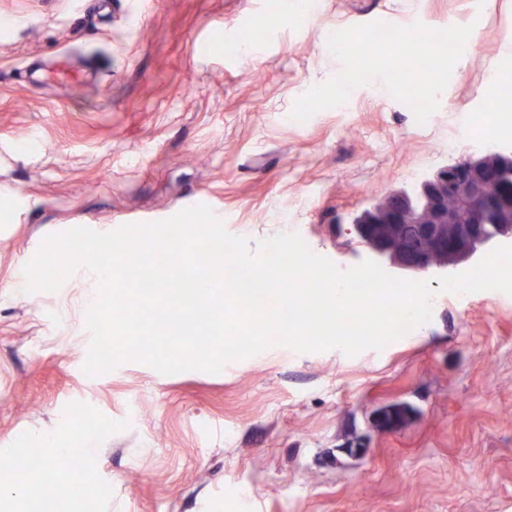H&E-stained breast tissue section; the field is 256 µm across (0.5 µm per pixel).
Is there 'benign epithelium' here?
Returning a JSON list of instances; mask_svg holds the SVG:
<instances>
[{"label":"benign epithelium","mask_w":512,"mask_h":512,"mask_svg":"<svg viewBox=\"0 0 512 512\" xmlns=\"http://www.w3.org/2000/svg\"><path fill=\"white\" fill-rule=\"evenodd\" d=\"M512 147L448 164L415 193L393 192L365 208L351 232L390 264L414 271L448 267V255L474 253L512 224Z\"/></svg>","instance_id":"1"}]
</instances>
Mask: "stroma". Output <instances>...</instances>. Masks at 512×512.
<instances>
[{"mask_svg":"<svg viewBox=\"0 0 512 512\" xmlns=\"http://www.w3.org/2000/svg\"><path fill=\"white\" fill-rule=\"evenodd\" d=\"M472 25L425 124L382 81L292 119L342 70L338 30ZM512 0H0V459L76 447L70 512H512V295L440 291L425 326L354 356L273 346L217 374L83 370L96 282L13 283L44 240L196 205L250 246L299 233L349 269L353 218L501 144ZM82 95H74V87ZM485 123L473 127L474 115Z\"/></svg>","mask_w":512,"mask_h":512,"instance_id":"stroma-1","label":"stroma"}]
</instances>
